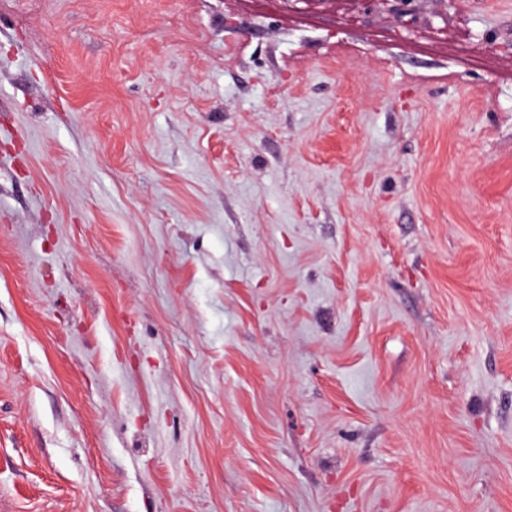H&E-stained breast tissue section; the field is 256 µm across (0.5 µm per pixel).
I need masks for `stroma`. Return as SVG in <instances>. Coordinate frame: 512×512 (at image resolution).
Segmentation results:
<instances>
[{
    "instance_id": "obj_1",
    "label": "stroma",
    "mask_w": 512,
    "mask_h": 512,
    "mask_svg": "<svg viewBox=\"0 0 512 512\" xmlns=\"http://www.w3.org/2000/svg\"><path fill=\"white\" fill-rule=\"evenodd\" d=\"M0 506L512 512V0H0Z\"/></svg>"
}]
</instances>
